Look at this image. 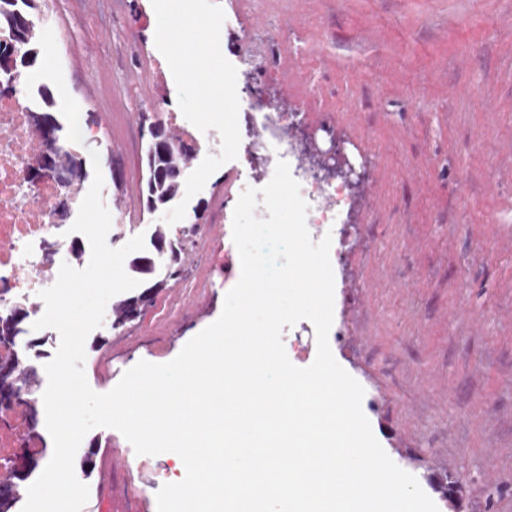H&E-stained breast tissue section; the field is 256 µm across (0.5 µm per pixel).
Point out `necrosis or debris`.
Instances as JSON below:
<instances>
[{
	"label": "necrosis or debris",
	"instance_id": "4bbe7bcc",
	"mask_svg": "<svg viewBox=\"0 0 512 512\" xmlns=\"http://www.w3.org/2000/svg\"><path fill=\"white\" fill-rule=\"evenodd\" d=\"M243 117L246 125L260 133L262 173L249 176V187L266 185L277 162L286 161L308 204L306 224L312 239L335 231L350 205L346 184L321 182L299 165L296 146L288 135L287 113L257 112L248 106ZM40 159L29 106L0 93V307L26 305L36 319L45 312L39 293L56 282L59 272L56 255L62 247L59 230L64 222L50 206L67 193L75 213L85 195L84 186L67 191L51 176L30 182L29 172Z\"/></svg>",
	"mask_w": 512,
	"mask_h": 512
}]
</instances>
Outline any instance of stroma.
<instances>
[{
  "mask_svg": "<svg viewBox=\"0 0 512 512\" xmlns=\"http://www.w3.org/2000/svg\"><path fill=\"white\" fill-rule=\"evenodd\" d=\"M226 12L227 35L209 41ZM32 20L41 46L17 97L30 104L45 86L63 139L86 128L80 158L121 177L108 209L125 232L109 246L205 211L189 277L134 325L87 337L90 387L174 359L238 281L231 225L248 171L224 149L240 132L234 75L250 103L293 114L297 140L332 117L343 159L364 173L343 216L329 344L365 390L374 436L439 512L452 498L461 512H512V0H46ZM168 113L200 140L190 190L151 212L148 128ZM110 459L112 512H157L180 476L174 453L140 456L116 429H92L74 461L82 512H102Z\"/></svg>",
  "mask_w": 512,
  "mask_h": 512,
  "instance_id": "obj_1",
  "label": "stroma"
}]
</instances>
